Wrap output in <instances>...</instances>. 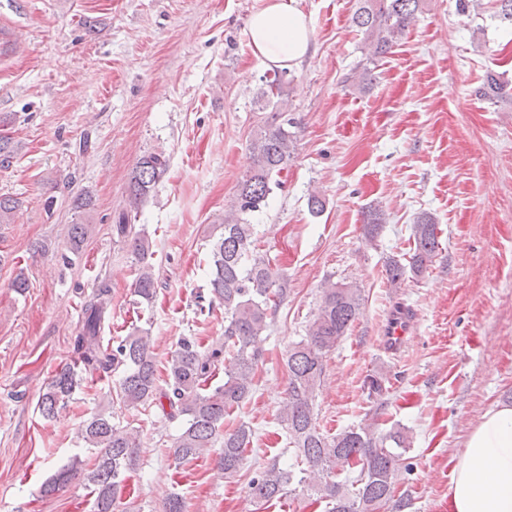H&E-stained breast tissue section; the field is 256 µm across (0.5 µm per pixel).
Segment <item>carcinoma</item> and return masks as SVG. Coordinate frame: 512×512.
<instances>
[{
    "instance_id": "1",
    "label": "carcinoma",
    "mask_w": 512,
    "mask_h": 512,
    "mask_svg": "<svg viewBox=\"0 0 512 512\" xmlns=\"http://www.w3.org/2000/svg\"><path fill=\"white\" fill-rule=\"evenodd\" d=\"M423 3L424 0H358L352 24L362 34L367 63L390 52L418 20ZM286 75L287 72L276 70L265 77L260 100L271 111L249 140V168L238 182L233 210L218 225L220 233L208 255L210 303L224 307V333L213 337L206 347L182 340L166 368L167 379L162 381L149 329L136 327L116 346L102 347L101 330L112 300V288L102 282L83 306L73 342V364L56 371L39 398L43 417L54 418L68 404L80 387L83 374L108 376L121 368L116 399L124 407L135 409L151 401L168 405L166 416L170 419L186 417L173 443L175 467L204 456L221 436L218 470L227 477L240 471L253 430L244 422L231 431L223 433L221 429L225 417L252 395L255 370L262 357V336L270 326L271 304L282 293L269 259L255 252L254 228L247 216L266 206L273 189L280 186L277 176L293 157L295 133L291 128L295 121L288 117L283 99ZM505 88V82L490 74L478 93L498 97ZM16 150L12 137L0 132V167L10 162ZM167 170L164 153L141 157L129 180L128 208L118 214L112 225V231L124 239L139 264L133 292L141 304L149 305L155 300L157 279L148 262L152 241L145 230L135 228L132 216L138 214ZM70 206L86 214L93 209V197L88 191L82 192L71 198ZM17 209V200L0 196V224L12 223ZM380 222L379 210L371 208L366 212L364 232L368 241L377 237ZM87 233L85 224L70 225L69 249L79 251ZM439 234V225L432 217L418 219L413 226L408 263L392 258L387 264L391 287H400L406 274L418 277L432 266L441 246ZM363 301L362 289L357 285L325 284L306 338L288 350L287 398L278 421L286 429L288 444L304 468L297 475L274 460L256 473L249 481L254 512L294 492L295 484L325 500L327 512H392L406 506L403 500L394 499V479L401 469H410L402 458V451L411 443L408 431L398 427L383 434L374 420L366 419L356 427L327 435L313 413L312 401L322 382L324 358L359 318ZM221 365L224 382L208 385ZM79 439L91 451L92 465L87 467L78 458L72 460L43 485L41 493L54 495L81 480L93 486L94 512H142L134 501H122L126 478L138 466V431L120 426L112 422V416L99 412L82 425ZM344 469L355 473L347 484L336 481Z\"/></svg>"
}]
</instances>
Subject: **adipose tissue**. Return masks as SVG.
Masks as SVG:
<instances>
[{"label": "adipose tissue", "mask_w": 512, "mask_h": 512, "mask_svg": "<svg viewBox=\"0 0 512 512\" xmlns=\"http://www.w3.org/2000/svg\"><path fill=\"white\" fill-rule=\"evenodd\" d=\"M311 21L284 0H269L253 14V51L280 65L301 62L311 47ZM448 512H512V407L480 418L459 453L448 486Z\"/></svg>", "instance_id": "adipose-tissue-1"}]
</instances>
